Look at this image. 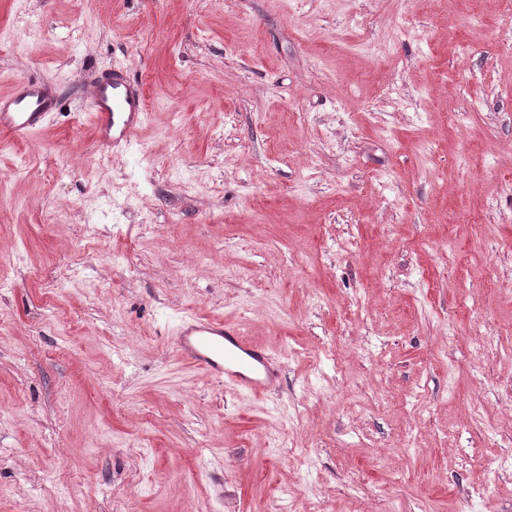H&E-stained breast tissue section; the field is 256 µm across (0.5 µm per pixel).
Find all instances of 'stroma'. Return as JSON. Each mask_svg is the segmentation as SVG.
<instances>
[{"instance_id": "35a3bbf8", "label": "stroma", "mask_w": 512, "mask_h": 512, "mask_svg": "<svg viewBox=\"0 0 512 512\" xmlns=\"http://www.w3.org/2000/svg\"><path fill=\"white\" fill-rule=\"evenodd\" d=\"M20 77L62 107L0 150V512H512V0H0ZM189 312L280 386L181 363ZM89 107L93 112L96 143L103 149L128 147L146 120L142 86L129 74L112 73L93 85Z\"/></svg>"}]
</instances>
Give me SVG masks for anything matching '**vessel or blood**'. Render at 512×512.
<instances>
[{"label": "vessel or blood", "instance_id": "1", "mask_svg": "<svg viewBox=\"0 0 512 512\" xmlns=\"http://www.w3.org/2000/svg\"><path fill=\"white\" fill-rule=\"evenodd\" d=\"M60 105L47 83L35 78L15 80L11 94L0 96V140L23 139L39 131ZM89 107L96 143L104 149L128 147L146 120L143 89L124 72L93 85ZM174 352L184 363L249 396L275 387L281 376L279 361L220 319L182 317L175 331Z\"/></svg>", "mask_w": 512, "mask_h": 512}]
</instances>
